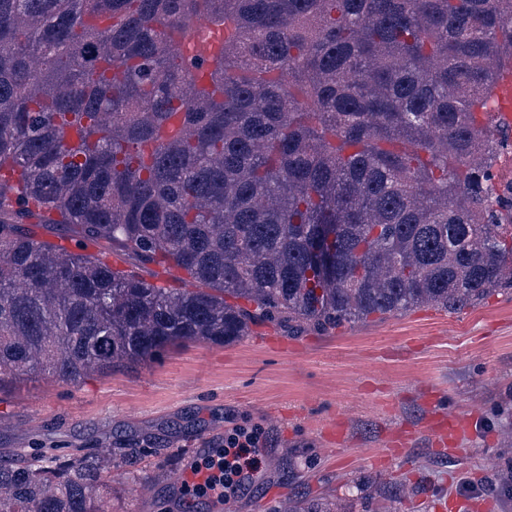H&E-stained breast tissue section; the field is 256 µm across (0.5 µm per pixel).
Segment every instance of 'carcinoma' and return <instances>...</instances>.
<instances>
[{"instance_id": "carcinoma-1", "label": "carcinoma", "mask_w": 512, "mask_h": 512, "mask_svg": "<svg viewBox=\"0 0 512 512\" xmlns=\"http://www.w3.org/2000/svg\"><path fill=\"white\" fill-rule=\"evenodd\" d=\"M505 70L512 0H0V393L511 291ZM108 468L0 462V512Z\"/></svg>"}]
</instances>
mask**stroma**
I'll use <instances>...</instances> for the list:
<instances>
[{
	"instance_id": "stroma-1",
	"label": "stroma",
	"mask_w": 512,
	"mask_h": 512,
	"mask_svg": "<svg viewBox=\"0 0 512 512\" xmlns=\"http://www.w3.org/2000/svg\"><path fill=\"white\" fill-rule=\"evenodd\" d=\"M444 413L472 426L453 448L430 435ZM242 427L264 438L250 482L226 503L184 495L193 466ZM151 440L165 461L116 459ZM35 453L113 458L103 512H280L302 497L345 512H512V292L329 332L271 327L79 384L29 381L0 395V458Z\"/></svg>"
}]
</instances>
